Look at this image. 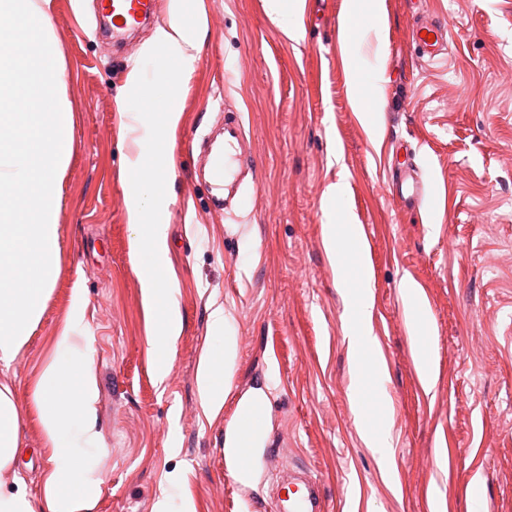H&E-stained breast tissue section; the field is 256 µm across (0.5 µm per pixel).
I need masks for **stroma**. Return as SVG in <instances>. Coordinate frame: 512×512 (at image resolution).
<instances>
[{
	"mask_svg": "<svg viewBox=\"0 0 512 512\" xmlns=\"http://www.w3.org/2000/svg\"><path fill=\"white\" fill-rule=\"evenodd\" d=\"M304 3L319 18L289 15L301 31L290 40L267 0H198L202 48L180 88L182 123L158 158L173 168L158 203L183 318L160 382L119 175L132 135L115 99L136 68L159 87L168 59L147 47L170 0L120 47L99 31L96 0H52L55 66L72 112L60 273L28 345L0 364V385L26 412L17 474L32 498L51 456L33 381L79 287L107 445L91 512H153L165 495L194 512H277L276 481L288 470L317 480L325 512H512V0H427V19L448 27V53L435 62L406 41L402 0H381L348 53L346 0ZM376 97L382 111L363 117L360 105ZM228 109L242 114L250 168L229 214L199 172L201 139ZM401 162L437 193L420 211L388 192L386 172ZM332 213L356 224L364 247L348 292L323 242ZM219 306L237 360L213 414L196 373ZM417 321L430 343L424 361ZM356 322L384 379L372 419L389 435L380 451L364 444L350 397L362 374L345 328ZM253 394L268 401L266 439L244 479L224 436ZM473 476L476 498L458 489Z\"/></svg>",
	"mask_w": 512,
	"mask_h": 512,
	"instance_id": "stroma-1",
	"label": "stroma"
}]
</instances>
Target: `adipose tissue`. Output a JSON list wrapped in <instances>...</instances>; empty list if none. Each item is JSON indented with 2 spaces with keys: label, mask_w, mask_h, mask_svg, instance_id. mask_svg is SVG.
<instances>
[{
  "label": "adipose tissue",
  "mask_w": 512,
  "mask_h": 512,
  "mask_svg": "<svg viewBox=\"0 0 512 512\" xmlns=\"http://www.w3.org/2000/svg\"><path fill=\"white\" fill-rule=\"evenodd\" d=\"M203 20L193 0H171L170 19L156 30L152 45L165 50L170 60L166 84L178 87L196 58V33ZM130 85L137 97H118L116 108L130 121L132 153L124 167L129 193L127 222L134 228L132 270L137 276L145 307L154 319L149 338L158 378L171 369V357L181 332L176 290L165 272L167 227L156 218V185L165 173L157 163L159 142L181 121L173 99L155 103L144 94L143 76L132 71ZM84 296L75 291L72 312L54 340L53 357L33 385L42 440L51 448V472L41 503H34L20 479L0 481V512H90L101 478L98 460L107 452L97 408L98 376L92 359V338L82 329ZM223 309L211 314L217 341L198 367L196 381L202 404L220 410L228 395L236 356L233 337L226 333ZM22 412L8 386H0V474L12 470L22 446Z\"/></svg>",
  "instance_id": "adipose-tissue-1"
}]
</instances>
